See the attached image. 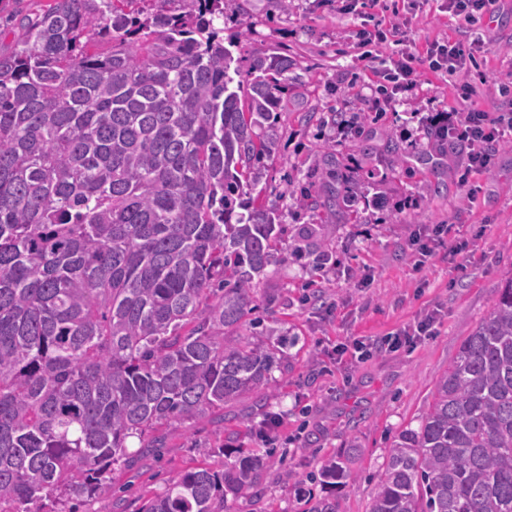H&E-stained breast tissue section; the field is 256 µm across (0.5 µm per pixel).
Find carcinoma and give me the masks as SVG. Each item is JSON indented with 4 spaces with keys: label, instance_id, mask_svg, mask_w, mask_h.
<instances>
[{
    "label": "carcinoma",
    "instance_id": "1",
    "mask_svg": "<svg viewBox=\"0 0 512 512\" xmlns=\"http://www.w3.org/2000/svg\"><path fill=\"white\" fill-rule=\"evenodd\" d=\"M23 2L0 0V512H107L129 438L274 395L278 349L231 331L278 242L243 195L288 58L234 80L224 0ZM385 458L369 512H512V276ZM352 464L325 460L321 483ZM263 465L206 461L139 512H224Z\"/></svg>",
    "mask_w": 512,
    "mask_h": 512
}]
</instances>
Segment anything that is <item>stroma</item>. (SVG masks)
I'll return each mask as SVG.
<instances>
[{"instance_id": "stroma-1", "label": "stroma", "mask_w": 512, "mask_h": 512, "mask_svg": "<svg viewBox=\"0 0 512 512\" xmlns=\"http://www.w3.org/2000/svg\"><path fill=\"white\" fill-rule=\"evenodd\" d=\"M428 0L408 18L416 43L468 35L486 45L462 78L487 110L506 108L512 87V0L462 26ZM336 0H224V46L240 69L259 55L287 57L284 112L273 156L263 159L257 202L282 231L276 261L256 277L254 310L243 337L270 336L281 352L275 396L244 395L184 424L160 428L161 449L131 438L132 456L112 472L118 512H138L170 477L197 466L201 449L227 446L275 456L248 498L224 512H306L323 459L356 449L354 472L336 492L338 512H368L393 437L417 424L435 383L462 341L493 307L512 276V142L491 169L459 178L462 147L439 148L420 124L425 113L454 107V80L427 74L412 98L385 112L365 98L394 44L360 45L359 24ZM400 161H393L390 144ZM447 234L433 236L435 225ZM467 242L464 269L448 249ZM431 335L394 353L357 360L339 353L352 339L370 341L415 325L428 312Z\"/></svg>"}]
</instances>
